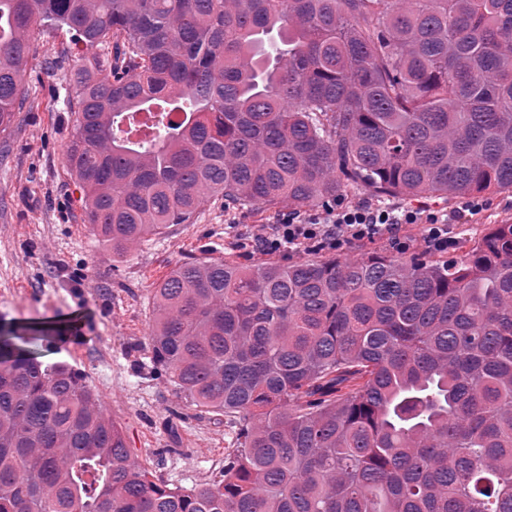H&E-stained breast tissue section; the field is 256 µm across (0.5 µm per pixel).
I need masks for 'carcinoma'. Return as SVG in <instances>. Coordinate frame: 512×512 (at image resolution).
Masks as SVG:
<instances>
[{"instance_id":"cac0c4a2","label":"carcinoma","mask_w":512,"mask_h":512,"mask_svg":"<svg viewBox=\"0 0 512 512\" xmlns=\"http://www.w3.org/2000/svg\"><path fill=\"white\" fill-rule=\"evenodd\" d=\"M78 59L65 166L115 256L219 198L512 192V0H0V130L37 27ZM464 254L178 264L149 360L238 424L154 478L70 364L0 336V512H512V224Z\"/></svg>"}]
</instances>
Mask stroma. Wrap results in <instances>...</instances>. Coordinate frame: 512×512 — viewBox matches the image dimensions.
<instances>
[{"label": "stroma", "mask_w": 512, "mask_h": 512, "mask_svg": "<svg viewBox=\"0 0 512 512\" xmlns=\"http://www.w3.org/2000/svg\"><path fill=\"white\" fill-rule=\"evenodd\" d=\"M34 39L23 108L0 132V326H55L52 342L32 346L39 361L66 362L85 375L135 459L172 486L199 484L205 470L218 482L230 449L226 420L200 412L146 364L152 288L190 259L257 263L266 253L253 248L252 236L280 216L228 212L219 199L195 223L176 225L113 261L92 236L80 189L66 173L75 115L55 104L81 51L61 30L38 29ZM483 201L476 213L460 198L423 207L448 213L457 238L512 222V193Z\"/></svg>", "instance_id": "1"}]
</instances>
